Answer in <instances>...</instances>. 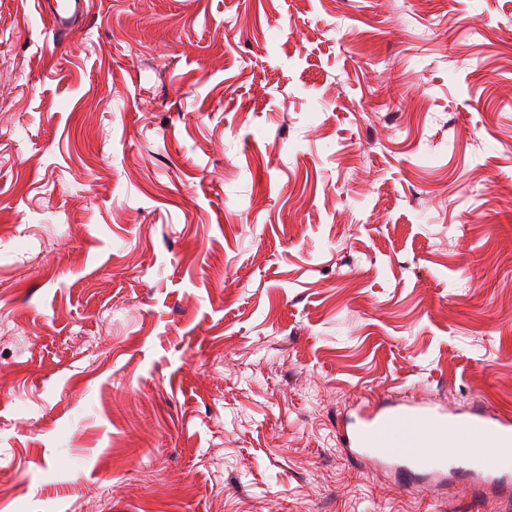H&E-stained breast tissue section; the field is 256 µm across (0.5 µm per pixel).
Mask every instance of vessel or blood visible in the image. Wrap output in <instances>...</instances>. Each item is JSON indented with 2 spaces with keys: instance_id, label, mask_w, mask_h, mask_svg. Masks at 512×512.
I'll return each instance as SVG.
<instances>
[{
  "instance_id": "obj_1",
  "label": "vessel or blood",
  "mask_w": 512,
  "mask_h": 512,
  "mask_svg": "<svg viewBox=\"0 0 512 512\" xmlns=\"http://www.w3.org/2000/svg\"><path fill=\"white\" fill-rule=\"evenodd\" d=\"M88 0H36L39 12L49 17L58 36L71 35L87 12ZM356 431L344 432L351 454L366 457L394 471L421 477L445 478L452 473L448 457L439 453L459 430L475 439L491 435L502 447H512V418L480 411L469 421L451 418L433 404L393 400L363 408ZM470 476L495 488L512 484V471L498 463L472 460Z\"/></svg>"
}]
</instances>
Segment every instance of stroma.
<instances>
[{"mask_svg":"<svg viewBox=\"0 0 512 512\" xmlns=\"http://www.w3.org/2000/svg\"><path fill=\"white\" fill-rule=\"evenodd\" d=\"M390 398L512 414V0H0V512H505ZM88 0H36L39 12L49 17L59 37L71 35L87 13ZM466 423L448 417V411L435 404L393 400L363 408L358 416L359 428L343 433V443L351 454L366 457L390 467L396 472L421 477L444 479L453 474L449 458L430 452L427 448L448 453L466 455L485 453L501 465L507 466L512 457V419L510 416H491L485 411L476 412ZM430 426V435H421L419 428ZM477 443L491 435L502 447L490 440H483L480 448L472 447L469 433ZM448 446L447 448H444Z\"/></svg>","mask_w":512,"mask_h":512,"instance_id":"stroma-1","label":"stroma"}]
</instances>
